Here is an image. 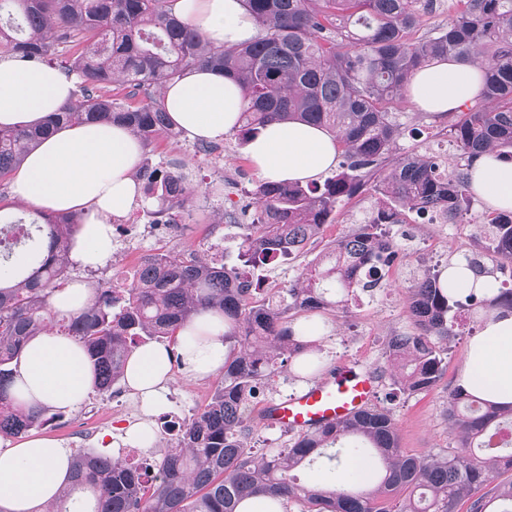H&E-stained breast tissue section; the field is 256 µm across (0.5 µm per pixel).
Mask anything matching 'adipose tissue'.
Segmentation results:
<instances>
[{
	"label": "adipose tissue",
	"instance_id": "1",
	"mask_svg": "<svg viewBox=\"0 0 512 512\" xmlns=\"http://www.w3.org/2000/svg\"><path fill=\"white\" fill-rule=\"evenodd\" d=\"M175 14L217 45L253 38L256 24L241 0H176ZM480 66L437 60L411 77L405 96L425 112H457L479 98ZM73 78L57 68L0 59V127L34 124L76 99ZM164 107L192 140H219L236 126L242 94L236 82L206 67H194L161 88ZM142 145L123 123H83L59 128L12 172L11 202L28 210L83 214L72 241L70 261L83 269L109 263L115 252L113 217L135 198L134 171ZM260 178L288 182L318 179L336 167L337 146L324 129L297 120H273L248 146ZM471 188L491 209L512 211V161L487 153L474 160ZM454 296L476 293L493 299L487 276L475 275L458 259L444 272ZM227 355L224 318L196 315L177 332V345L144 344L128 357L124 378L141 401L145 418L126 429L120 444L144 450L154 444L147 420L167 403L175 372L204 379L221 371ZM95 375L85 350L73 339L46 331L33 337L14 376L13 393L26 406L58 411L79 408L93 391ZM454 386L494 406L512 409V309L497 308L481 319L457 369ZM72 451L57 438L29 435L0 438V507L6 512H40L61 495L70 477Z\"/></svg>",
	"mask_w": 512,
	"mask_h": 512
}]
</instances>
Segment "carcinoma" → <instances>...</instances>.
<instances>
[{"instance_id": "obj_1", "label": "carcinoma", "mask_w": 512, "mask_h": 512, "mask_svg": "<svg viewBox=\"0 0 512 512\" xmlns=\"http://www.w3.org/2000/svg\"><path fill=\"white\" fill-rule=\"evenodd\" d=\"M254 18V40L215 45L182 24L172 0H0V54L54 66L77 79L76 101L39 124L0 128V182L44 136L63 124L114 119L145 145L177 138L160 103L163 83L204 66L233 78L244 110L236 136L246 145L265 124L296 118L331 133L340 161L321 184L259 182L258 222L242 225L241 266L227 268L195 252L159 248L141 257L122 288L92 285L93 303L79 313L53 310L52 293L69 283L68 259L77 222L42 213V223L9 222L0 233V260L24 246L34 262L23 278L0 288V435L41 427L48 407L27 409L11 393L13 369L27 342L56 330L86 350L105 394L123 378L137 337L172 339L202 310L224 315L228 354L208 402L164 431L175 445L154 465L78 452L69 489L45 512H69L77 490L93 496L88 512H236L251 496L282 498L300 512H512V410H501L456 389L444 416L457 446L444 454L406 455L391 411L370 406L334 425L298 434L291 446L256 454L246 404L278 370L316 353L314 340L296 334L298 313H346L358 293L388 287V271L402 248L387 226L429 208L454 224L467 221L474 201L469 168L492 151L512 161V0H451L448 22L428 25L434 0H242ZM454 57L485 67L482 107L461 111L449 125L457 151L398 155V121L414 70ZM116 84L122 97L111 93ZM181 203L191 187L176 171L145 168L137 180L144 199L167 202L168 182ZM377 208L314 259L288 289L262 292L254 271L290 260L333 222L337 208L366 191ZM476 275H490L497 296H448L443 266L410 282L407 302L414 330L389 339L391 380L410 395L432 389L442 374L441 353L465 321L494 307L512 309V212H488L469 251ZM372 452L384 466L374 490L353 491L298 482L293 471L320 457Z\"/></svg>"}]
</instances>
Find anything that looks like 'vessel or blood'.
Listing matches in <instances>:
<instances>
[{
  "label": "vessel or blood",
  "instance_id": "vessel-or-blood-1",
  "mask_svg": "<svg viewBox=\"0 0 512 512\" xmlns=\"http://www.w3.org/2000/svg\"><path fill=\"white\" fill-rule=\"evenodd\" d=\"M374 397L370 375L343 368L338 376L287 400L266 405L264 421L298 431L336 423L367 408Z\"/></svg>",
  "mask_w": 512,
  "mask_h": 512
}]
</instances>
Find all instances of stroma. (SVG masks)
Here are the masks:
<instances>
[{"mask_svg": "<svg viewBox=\"0 0 512 512\" xmlns=\"http://www.w3.org/2000/svg\"><path fill=\"white\" fill-rule=\"evenodd\" d=\"M400 121L402 134L397 142L398 153L453 154L454 148L444 130V121L420 112L411 103H404ZM143 160L161 165L170 171L185 173L195 190L186 206L190 217L176 225L170 234L148 232L144 225L126 224L113 229L117 244L112 261L106 266L88 272L73 269L72 277L84 282L102 281L122 286L133 276V268L141 255L163 246L173 250L192 249L199 256L219 252L226 265L237 262L242 224L248 223L254 212L253 192L260 178L256 174L245 148L239 147L232 135L210 142L207 150H198L185 137L159 139L144 150ZM368 203L367 197L354 198L336 214L333 224L327 225L321 239L310 244L307 251L287 264L275 265L263 272L264 286L271 291L288 288L300 276L307 264L318 254L326 252L333 241L344 235L352 225L355 212ZM391 232L401 246L404 257L391 269V288L363 297L352 305L348 313L325 312L319 319L324 334L318 342L322 348V368L308 378L295 377L284 371L264 387L257 399L250 403L251 444L255 452L268 448L288 447L296 432L292 429L263 422L264 405L299 395L308 388L329 378L341 364L372 375L376 394L375 406L389 409L394 415L400 446L405 454L426 455L455 448L456 441L448 433L443 410L448 392L454 387V378L468 335L458 336L444 352L445 370L436 386L425 393L409 395L391 383L387 358L389 337L411 332L412 325L406 308V288L412 278L425 267L445 262L464 252L475 232L473 222L465 224H430L416 219L412 224H395ZM217 377L196 380L176 374L167 395L165 410L152 417L157 428V443L148 451V459L159 460L167 448L173 446L171 435L162 432L167 417H190L209 398ZM104 413L105 421L98 424L85 439L70 430L71 422L88 416L90 412ZM142 415L139 399L125 383H117L111 393H91L84 404L73 411L59 412L40 429L41 434L65 440L73 451H97L101 437L107 432L127 427Z\"/></svg>", "mask_w": 512, "mask_h": 512, "instance_id": "stroma-1", "label": "stroma"}]
</instances>
